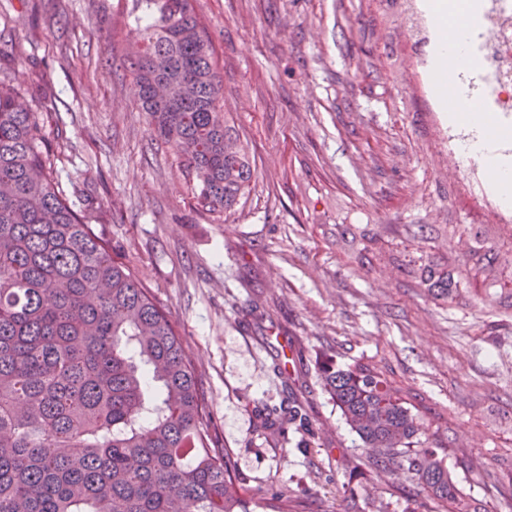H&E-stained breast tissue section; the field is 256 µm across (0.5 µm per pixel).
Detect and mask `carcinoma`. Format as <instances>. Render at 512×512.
<instances>
[{
    "label": "carcinoma",
    "mask_w": 512,
    "mask_h": 512,
    "mask_svg": "<svg viewBox=\"0 0 512 512\" xmlns=\"http://www.w3.org/2000/svg\"><path fill=\"white\" fill-rule=\"evenodd\" d=\"M142 44L130 59L151 129L193 176L210 214L250 192L256 165L226 113L213 48L191 0H138ZM0 80V512H253L218 445L195 364L164 307L53 177L41 113L18 106ZM461 268L416 270L427 295H461L478 280L503 313L512 285L494 270V246L476 225ZM330 395L368 456L349 479L404 470L438 504L470 507L445 462L424 441L418 415L362 363L318 362ZM298 397L281 419L303 427ZM270 512H296L282 491Z\"/></svg>",
    "instance_id": "1"
}]
</instances>
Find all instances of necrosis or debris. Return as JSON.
Listing matches in <instances>:
<instances>
[{
  "label": "necrosis or debris",
  "mask_w": 512,
  "mask_h": 512,
  "mask_svg": "<svg viewBox=\"0 0 512 512\" xmlns=\"http://www.w3.org/2000/svg\"><path fill=\"white\" fill-rule=\"evenodd\" d=\"M411 40L431 42L437 28L467 31L468 61L459 66L451 89L459 105L478 103L506 136L501 155L512 154V0H448L435 14L423 0H409Z\"/></svg>",
  "instance_id": "necrosis-or-debris-1"
}]
</instances>
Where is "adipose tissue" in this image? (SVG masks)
I'll return each mask as SVG.
<instances>
[{
    "instance_id": "1",
    "label": "adipose tissue",
    "mask_w": 512,
    "mask_h": 512,
    "mask_svg": "<svg viewBox=\"0 0 512 512\" xmlns=\"http://www.w3.org/2000/svg\"><path fill=\"white\" fill-rule=\"evenodd\" d=\"M439 51L435 59V72L437 75L436 90L443 97L450 120L475 127L479 137L475 142L466 145L467 153L484 155L488 163V171L492 184L499 197L505 201H512V169L501 165L495 155V145L502 137L499 129L486 113L480 112L478 106H471L469 111L461 112L457 104L448 95V69L452 65L463 61L465 51L464 36H457L455 41H448L441 37L437 40Z\"/></svg>"
}]
</instances>
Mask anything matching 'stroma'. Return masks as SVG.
<instances>
[{"label": "stroma", "mask_w": 512, "mask_h": 512, "mask_svg": "<svg viewBox=\"0 0 512 512\" xmlns=\"http://www.w3.org/2000/svg\"><path fill=\"white\" fill-rule=\"evenodd\" d=\"M224 83V109L256 161L226 217L204 213L193 180L158 145L129 59L134 0H0V77L45 115L55 175L88 200L112 255L165 306L193 358L215 430L254 512L288 492L302 512H431L406 475L346 491L366 450L322 389L318 361L375 368L415 406L467 500L512 499V316L476 295L433 302L403 268L460 267L452 224L483 225L500 260L503 224L439 142L433 88L417 92L402 0H192ZM358 224L365 249L339 239ZM434 229L417 238L418 225ZM302 356L312 427L271 437L284 407L277 352Z\"/></svg>", "instance_id": "1"}]
</instances>
